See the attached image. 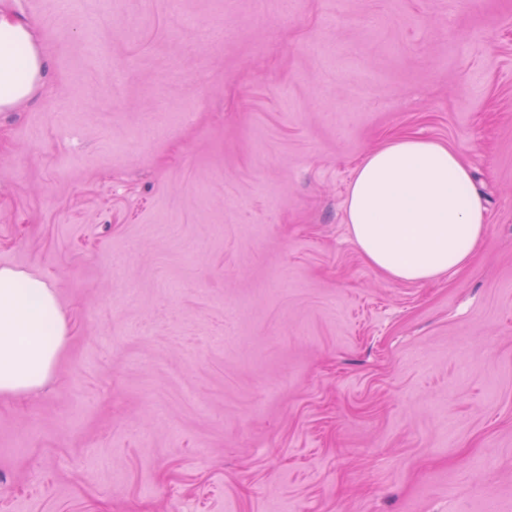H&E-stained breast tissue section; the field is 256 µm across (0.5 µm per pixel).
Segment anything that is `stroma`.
<instances>
[{
  "label": "stroma",
  "instance_id": "1",
  "mask_svg": "<svg viewBox=\"0 0 512 512\" xmlns=\"http://www.w3.org/2000/svg\"><path fill=\"white\" fill-rule=\"evenodd\" d=\"M0 264L68 336L0 397V512H512V0H10ZM412 135L487 208L392 280L344 200ZM3 2V1H2ZM0 3V112L29 99L45 77V59L33 29Z\"/></svg>",
  "mask_w": 512,
  "mask_h": 512
}]
</instances>
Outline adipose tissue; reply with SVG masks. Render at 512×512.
Here are the masks:
<instances>
[{
	"mask_svg": "<svg viewBox=\"0 0 512 512\" xmlns=\"http://www.w3.org/2000/svg\"><path fill=\"white\" fill-rule=\"evenodd\" d=\"M45 71L32 28L0 8V112L29 99ZM345 206L368 263L401 282H431L462 269L488 231L486 208L458 153L408 135L362 159ZM66 336L52 288L25 271L0 266V396L43 388Z\"/></svg>",
	"mask_w": 512,
	"mask_h": 512,
	"instance_id": "ef3b65f1",
	"label": "adipose tissue"
}]
</instances>
